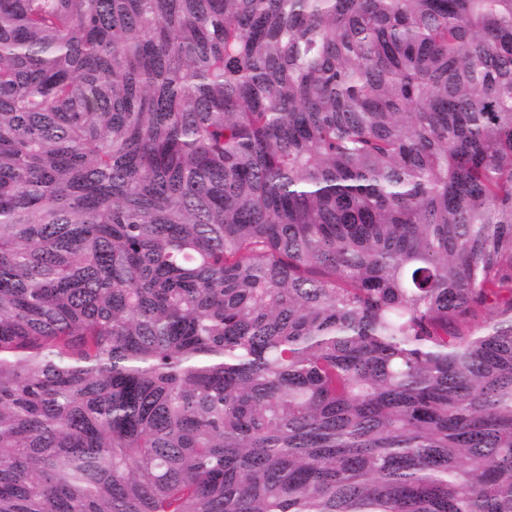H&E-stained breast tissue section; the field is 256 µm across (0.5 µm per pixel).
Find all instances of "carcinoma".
<instances>
[{"mask_svg": "<svg viewBox=\"0 0 512 512\" xmlns=\"http://www.w3.org/2000/svg\"><path fill=\"white\" fill-rule=\"evenodd\" d=\"M0 512H512V0H0Z\"/></svg>", "mask_w": 512, "mask_h": 512, "instance_id": "1", "label": "carcinoma"}]
</instances>
